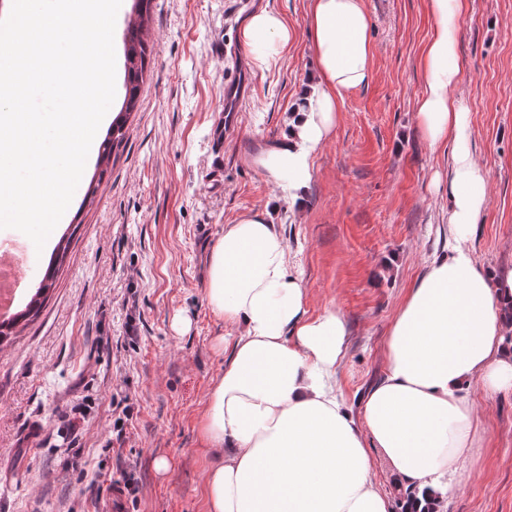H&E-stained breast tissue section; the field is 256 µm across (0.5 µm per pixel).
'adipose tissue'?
<instances>
[{"mask_svg":"<svg viewBox=\"0 0 512 512\" xmlns=\"http://www.w3.org/2000/svg\"><path fill=\"white\" fill-rule=\"evenodd\" d=\"M433 34L421 58L425 90L417 124L430 146L451 145L449 257L409 289L384 342V375L352 412L336 390L346 325L335 306L308 316L307 288L290 268L283 234L268 213L225 225L211 248L205 297L238 328L218 337L230 357L212 382L200 419L211 454L207 512H395L375 473L448 497L481 447L482 421L466 390H512V271L478 268L469 240L488 199L472 155L469 114L455 96L465 0H428ZM309 35L317 86L294 108L283 139L253 157L295 206H303L314 158L347 92L367 84L374 59L362 0H311ZM240 40L257 67H270L296 38L260 9Z\"/></svg>","mask_w":512,"mask_h":512,"instance_id":"1","label":"adipose tissue"}]
</instances>
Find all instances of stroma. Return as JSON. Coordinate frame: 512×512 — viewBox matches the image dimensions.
Listing matches in <instances>:
<instances>
[{"instance_id":"35a3bbf8","label":"stroma","mask_w":512,"mask_h":512,"mask_svg":"<svg viewBox=\"0 0 512 512\" xmlns=\"http://www.w3.org/2000/svg\"><path fill=\"white\" fill-rule=\"evenodd\" d=\"M374 45L370 81L345 94L315 157L302 207L251 164L289 130L312 85L310 0H153L148 65L128 142L107 175L89 155L70 204L35 261L55 265L38 316L0 350V512H206L209 455L198 421L224 367L216 337L237 335L205 300L208 251L225 225L271 211L306 285L309 315L336 305L347 346L336 388L359 411L384 373V338L412 284L449 255L450 147H430L415 121L431 35L428 0H363ZM278 12L298 32L277 64L226 54L247 17ZM471 150L488 176L472 227L480 267L512 270V0H467L459 22ZM250 93L212 154L224 82ZM98 182L94 202L84 195ZM66 240L64 258L52 260ZM191 321L185 334L175 315ZM484 448L446 512H512V390H468ZM38 427L36 451L27 430ZM74 447L63 451V441ZM169 467L157 470L156 460Z\"/></svg>"}]
</instances>
